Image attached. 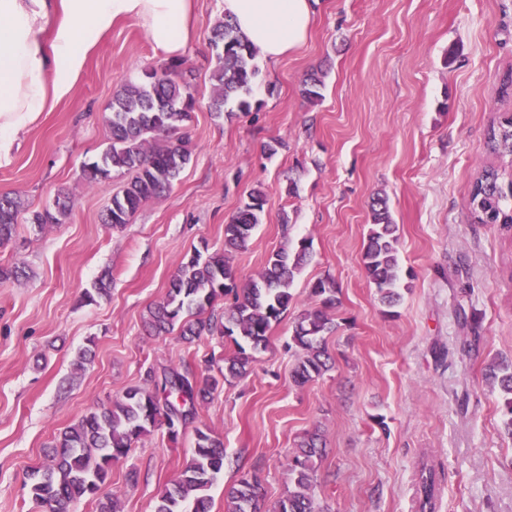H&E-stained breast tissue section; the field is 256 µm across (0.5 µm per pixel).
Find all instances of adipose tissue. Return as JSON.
<instances>
[{
    "mask_svg": "<svg viewBox=\"0 0 512 512\" xmlns=\"http://www.w3.org/2000/svg\"><path fill=\"white\" fill-rule=\"evenodd\" d=\"M317 0H221L222 12L265 59L277 61L307 40ZM195 0H0V164L16 135L68 96L100 36L137 20L163 57L196 38ZM51 42H44V32Z\"/></svg>",
    "mask_w": 512,
    "mask_h": 512,
    "instance_id": "obj_1",
    "label": "adipose tissue"
}]
</instances>
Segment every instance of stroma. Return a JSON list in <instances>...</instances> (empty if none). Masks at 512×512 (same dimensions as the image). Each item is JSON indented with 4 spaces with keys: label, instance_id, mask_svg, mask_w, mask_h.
Returning <instances> with one entry per match:
<instances>
[{
    "label": "stroma",
    "instance_id": "1",
    "mask_svg": "<svg viewBox=\"0 0 512 512\" xmlns=\"http://www.w3.org/2000/svg\"><path fill=\"white\" fill-rule=\"evenodd\" d=\"M220 16V0H196L197 41L185 55L192 160L130 224L101 223L118 182L86 185L82 169L108 144L103 116L115 92L163 64L135 20L112 26L74 92L20 133L0 166V193L25 205L0 265L28 272L0 283V512H39L28 476L45 465L51 438L144 385L147 370L201 368L234 351L215 336L188 345L146 335L143 316L185 254L203 241L223 245L225 222L259 185L261 222L230 259L239 282L304 238L312 258L252 373L199 409L198 425L226 451L211 512H224L225 486L247 473L267 503L283 497L288 459L314 429L326 445L316 499L328 512H416L425 462L437 473L435 512H512V439L484 377L492 360L512 356V229L475 223L468 210L484 168L512 172V159L488 147L491 125L512 113V95L500 92L512 70V0H318L307 42L276 62L256 57L251 108L229 118L208 109V36ZM314 70L324 88L313 102L301 85ZM62 188L74 197L69 218L34 227L31 212ZM378 195L400 237L402 298L391 312L362 264ZM106 271L110 296L85 302ZM326 277L338 288V329L325 337L335 365L298 386L287 343L313 283ZM464 312L479 320L473 345ZM87 346L95 355L77 366ZM194 446L193 430L173 442L166 428L152 429L113 464L101 495L117 494L122 512H154Z\"/></svg>",
    "mask_w": 512,
    "mask_h": 512
}]
</instances>
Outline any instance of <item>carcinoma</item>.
Masks as SVG:
<instances>
[{
  "label": "carcinoma",
  "instance_id": "cac0c4a2",
  "mask_svg": "<svg viewBox=\"0 0 512 512\" xmlns=\"http://www.w3.org/2000/svg\"><path fill=\"white\" fill-rule=\"evenodd\" d=\"M209 42L216 58L209 110L230 115L226 107L234 102L239 110H249L248 98L258 76L257 49L241 38L227 17L215 22ZM190 76L186 61H171L124 83L113 95L104 115L109 143L99 160L83 168L90 186L112 174L122 179L101 216L102 223L114 228L129 223L144 204L169 191L190 163L193 145L188 126L195 110ZM323 86L322 76L312 71L302 81V94L318 100ZM489 142L498 155L512 157L511 114L492 126ZM265 204V193L252 190L249 201L224 224V248L211 252L205 245L184 257L165 297L150 305L143 319L151 336L176 333L188 344L203 335L233 341L236 350L224 357L221 377L191 367H169L159 375L151 371L152 387H130L120 398L90 411L55 437L50 463L32 471L30 493L37 506L68 512L73 503L95 499L97 512H119L117 496L97 497L112 473V463L128 457L133 444L158 425L166 427L171 441H177L180 430L194 422L197 405L213 397L220 381L244 378L252 371L255 353L266 348L272 323L288 309L293 300L290 287L312 255L307 240L294 250L281 248L268 257L260 272L237 285L230 256L246 247ZM73 205L69 193L61 191L52 205L32 213L31 223L62 224ZM22 206L17 194H0V243L11 239ZM469 213L480 224L512 227V179L504 181L495 168L484 170L471 188ZM398 245L390 207L386 199L377 197L371 204L362 260L366 277L381 302L389 306L401 298ZM336 291L333 279L316 281L311 288L315 304L295 322L288 349L297 355L292 379L298 386L328 370L324 336L334 328L330 311L337 304ZM227 295L232 301L223 315L210 313ZM485 376L502 393L504 433L512 438V357L489 364ZM324 452L319 431L305 433L288 459L287 494L268 506L259 481L242 477L225 492L226 512H322L314 496V462ZM223 470V439L207 428H195L192 455L163 492L156 512H209L208 491ZM435 498L433 469L425 464L420 470L419 512H434Z\"/></svg>",
  "mask_w": 512,
  "mask_h": 512
}]
</instances>
